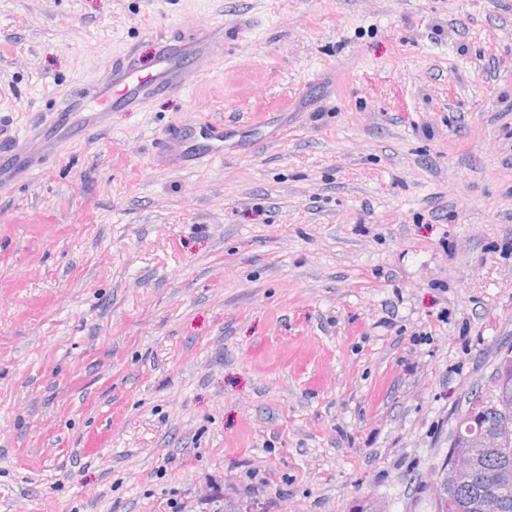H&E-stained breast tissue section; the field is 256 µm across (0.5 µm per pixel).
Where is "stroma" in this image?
I'll use <instances>...</instances> for the list:
<instances>
[{
  "label": "stroma",
  "mask_w": 512,
  "mask_h": 512,
  "mask_svg": "<svg viewBox=\"0 0 512 512\" xmlns=\"http://www.w3.org/2000/svg\"><path fill=\"white\" fill-rule=\"evenodd\" d=\"M241 13L0 195V512H435L512 345V0H0V120ZM198 110L223 159L159 166Z\"/></svg>",
  "instance_id": "35a3bbf8"
}]
</instances>
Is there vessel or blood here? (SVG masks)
Returning a JSON list of instances; mask_svg holds the SVG:
<instances>
[{
    "mask_svg": "<svg viewBox=\"0 0 512 512\" xmlns=\"http://www.w3.org/2000/svg\"><path fill=\"white\" fill-rule=\"evenodd\" d=\"M224 29L191 25L157 36L151 68H143L134 48L113 57L107 77L88 82L62 98L29 126L0 134V190H11L74 140L73 126L105 127L116 109L147 111L154 99L194 89L224 60ZM225 125L205 115L173 124L162 138L158 158L167 165L200 168L223 158Z\"/></svg>",
    "mask_w": 512,
    "mask_h": 512,
    "instance_id": "obj_1",
    "label": "vessel or blood"
}]
</instances>
